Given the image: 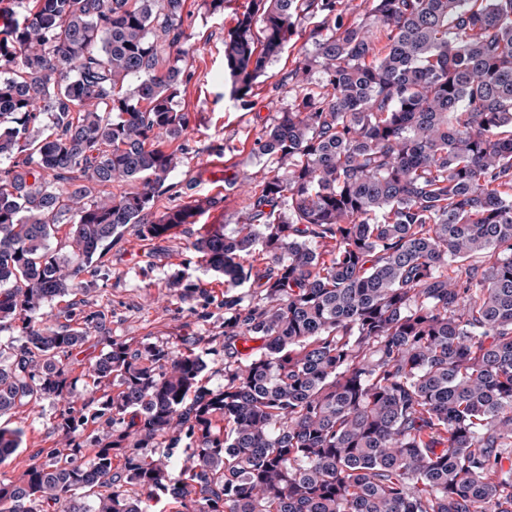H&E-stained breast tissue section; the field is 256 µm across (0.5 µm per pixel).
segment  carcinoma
Returning a JSON list of instances; mask_svg holds the SVG:
<instances>
[{"instance_id":"obj_1","label":"carcinoma","mask_w":512,"mask_h":512,"mask_svg":"<svg viewBox=\"0 0 512 512\" xmlns=\"http://www.w3.org/2000/svg\"><path fill=\"white\" fill-rule=\"evenodd\" d=\"M185 3L0 9V331L23 338L0 344V418L62 406V449L0 479V512H512V0H365L348 23L343 0H246L224 36L238 100L318 24L252 148L275 166L225 179L245 211L192 241L224 278V385L195 341L111 340L80 399L64 359L102 314L37 315L128 225L166 241L203 213L148 220L177 165L155 143L187 129L163 58ZM22 442L0 425V465Z\"/></svg>"}]
</instances>
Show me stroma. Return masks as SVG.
Here are the masks:
<instances>
[{"mask_svg": "<svg viewBox=\"0 0 512 512\" xmlns=\"http://www.w3.org/2000/svg\"><path fill=\"white\" fill-rule=\"evenodd\" d=\"M243 2L228 0L223 14L211 15L203 0H186L180 42L187 51L186 80L177 108L186 112L189 124L182 137L161 144L164 151L176 154L178 165L168 176L166 190L153 201L150 218L196 199L204 207L201 223H235L247 204V193L239 187L225 189L224 178L244 173L258 181L273 165L270 157L254 154L251 148L263 127L293 103L296 91L285 77L300 49L314 50L307 37L314 23L303 21L297 43L268 64L243 104L231 96L224 74V36ZM191 242L186 233L151 242L131 225L113 244L102 271L83 274L84 289L75 299L85 311L102 312L105 318L102 328L92 330L82 353L69 358L74 375L85 374L112 339L146 338L176 349L183 339L194 337L208 351L210 387L223 385L224 281L200 265ZM181 274L204 285L192 299H182L177 292L174 282ZM59 410L49 400L16 410L12 423L23 428L24 437L20 452L5 466L8 475L21 473L34 456L56 449L53 426Z\"/></svg>", "mask_w": 512, "mask_h": 512, "instance_id": "1", "label": "stroma"}]
</instances>
